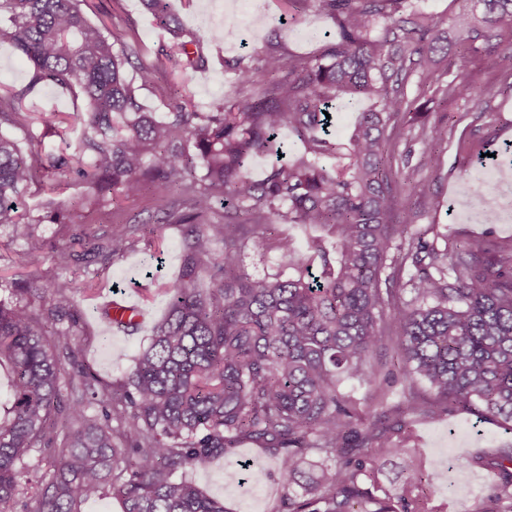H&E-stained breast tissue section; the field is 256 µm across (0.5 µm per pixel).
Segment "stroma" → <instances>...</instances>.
Returning a JSON list of instances; mask_svg holds the SVG:
<instances>
[{"label": "stroma", "mask_w": 512, "mask_h": 512, "mask_svg": "<svg viewBox=\"0 0 512 512\" xmlns=\"http://www.w3.org/2000/svg\"><path fill=\"white\" fill-rule=\"evenodd\" d=\"M241 0H170L184 28L195 33L208 59L205 69L186 73L173 72L160 65L156 50L166 41V33L157 26L141 0H86L82 9L87 18L109 28L124 42L132 45L137 63L126 76L138 84L145 107L155 118H165L169 110L166 91L176 86L189 95L196 111H209L212 101L229 93L234 74L229 62L253 60L269 45L290 56L308 60L323 57L336 39L332 19L317 12L310 0H248V11H241ZM512 48V28L502 27L485 52L471 57L468 63L469 85L449 96L447 122H440L436 111L417 113L419 125L435 132L440 143V167L430 170L423 164L421 145H414L409 170L426 185L425 204L414 209L418 228L436 225L449 242L459 243L490 239L502 249L512 248V223L486 224L474 221L470 212L473 201L464 199L462 186L481 171L477 159L492 146L512 143V95L503 94L505 81L496 61ZM154 66V81L141 84L139 64ZM32 67L20 58L11 44L0 40V88L25 92V108L38 112H74L78 102L74 95L59 86L32 84ZM482 95L485 111H471L469 99ZM55 181L64 183V191L52 190L49 180L32 184L19 202L20 214L36 213L40 205L54 202L73 208L85 201L78 225L91 233H102L109 224L123 221L136 225L133 243L121 256L105 260L88 257L64 269L61 279L72 285L70 306L75 315V339L61 349L66 369L85 368L102 381L117 385L130 370L135 357L147 346L153 324L169 309L166 282L182 270L187 244V228L181 224L162 223L164 192L157 185H147L136 197L114 199L112 192H96L76 180L67 170L58 171ZM151 225L162 243L160 254L147 246L143 225ZM77 225L43 223L36 225L33 238L61 244L68 243ZM33 238L16 235L12 227L0 226V281L11 282L15 269L12 258L28 249ZM243 264L253 275L287 272L288 258L273 241L249 240L244 248ZM94 287H87V280ZM135 296L148 316L140 330L124 334L112 331L103 322L98 307L114 297ZM416 439L407 451L416 455L430 474L429 490L436 501L450 505V512H477L482 499L490 492L492 479L471 459L481 451L512 448V431L491 420H479L470 413H444L438 416L416 415L412 418ZM260 464L258 480L244 481L243 467ZM277 464L258 444L245 441L238 445L231 461H216L205 470L191 471L192 482L208 495L223 502L227 512H275L281 495L276 480Z\"/></svg>", "instance_id": "stroma-1"}]
</instances>
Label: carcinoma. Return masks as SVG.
Wrapping results in <instances>:
<instances>
[{
  "mask_svg": "<svg viewBox=\"0 0 512 512\" xmlns=\"http://www.w3.org/2000/svg\"><path fill=\"white\" fill-rule=\"evenodd\" d=\"M84 0H0V40L33 66L31 81L72 91L84 108L66 115L85 133L70 154L44 155L0 132V225L33 236L43 218L24 219L17 201L58 169L96 191L128 198L151 183L178 197L165 201L164 222L191 233L183 273L165 285L167 316L117 387L67 371L55 348L72 334L70 283L58 271L79 260L71 246L43 240L17 252L26 268L51 254L52 267L4 286L0 297V512L16 502L26 459L56 446L51 412L68 394L72 429L58 466L35 480L22 512H81L108 491L123 512H226L186 477L229 458L243 440L277 461L284 493L279 512H443L425 491L429 474L403 462L399 492L386 490L380 459L412 440L406 415L473 412L512 427V252L494 260L492 241L440 246L430 224L410 230L400 213L426 197L425 184L400 178L396 141L423 145L438 168L436 138L405 121L411 79L437 103L467 78V57L507 21L512 0H474L450 24L465 38L453 80L435 56L448 53L442 29L409 9V0H311L336 24V41L313 62L268 51L234 71L231 95L197 112L175 99L166 119L148 112L124 75L134 49L89 21ZM170 34L158 61L197 71L206 56L168 0H143ZM284 77H279V74ZM0 96V126L55 129L58 114L21 115ZM370 99L344 140L326 118L336 104ZM305 146L271 165L260 180L255 159L283 129ZM224 214L215 213L216 201ZM280 224L308 231L299 249L277 238L288 277H256L242 264L244 245ZM133 227L113 224L102 236L72 243L108 259L130 245ZM223 243L216 250L213 242ZM210 287L194 286L200 271ZM410 292L412 297L404 299ZM356 381L380 407L366 423L362 402L342 389ZM425 383L432 398L420 397ZM403 406L387 407L389 387ZM333 461L327 466L325 462ZM472 463L497 482L478 512H512V448Z\"/></svg>",
  "mask_w": 512,
  "mask_h": 512,
  "instance_id": "1",
  "label": "carcinoma"
}]
</instances>
